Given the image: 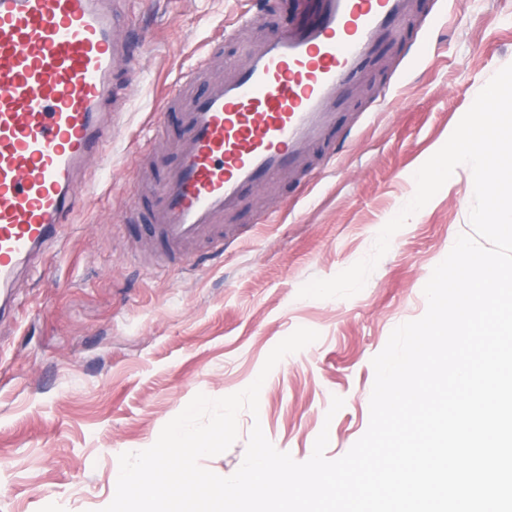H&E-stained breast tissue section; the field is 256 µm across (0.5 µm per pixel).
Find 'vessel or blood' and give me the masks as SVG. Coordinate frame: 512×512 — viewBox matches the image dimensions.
<instances>
[{
	"instance_id": "b4317fda",
	"label": "vessel or blood",
	"mask_w": 512,
	"mask_h": 512,
	"mask_svg": "<svg viewBox=\"0 0 512 512\" xmlns=\"http://www.w3.org/2000/svg\"><path fill=\"white\" fill-rule=\"evenodd\" d=\"M112 0H0V288L36 248L60 237L82 204L85 162L122 132L113 100L116 45L126 24ZM413 0H295L288 24L224 80L182 75L164 96L181 136L149 231L163 264L201 243L224 247V217L262 183L298 172L336 130L381 43L412 15Z\"/></svg>"
}]
</instances>
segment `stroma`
<instances>
[{"instance_id": "1", "label": "stroma", "mask_w": 512, "mask_h": 512, "mask_svg": "<svg viewBox=\"0 0 512 512\" xmlns=\"http://www.w3.org/2000/svg\"><path fill=\"white\" fill-rule=\"evenodd\" d=\"M112 2L131 18L113 41L138 30L142 45L113 70L125 112L112 157L87 163L109 186L85 187L75 224L21 266L0 313V512H101L115 495L120 454L152 446L196 394L245 389L300 327L318 340L275 366L258 413L241 411L234 443L200 464L234 474L256 424L298 462L324 429L326 458L347 453L369 425L373 357L395 327L425 314L434 267L458 235L473 232L470 167L458 166L393 235L361 292H298L372 253L378 232L414 196L415 172L512 64V0H415L300 177L261 185L225 216L234 230L221 254L193 253L186 267L169 268L138 225L122 220L130 201L153 202L159 172L141 167V147L164 157L180 136L175 117L154 122L163 92L209 55L221 28L230 33L201 82L243 64L288 12L283 0H267L262 18L239 28L247 0ZM336 396L344 405L331 417Z\"/></svg>"}]
</instances>
